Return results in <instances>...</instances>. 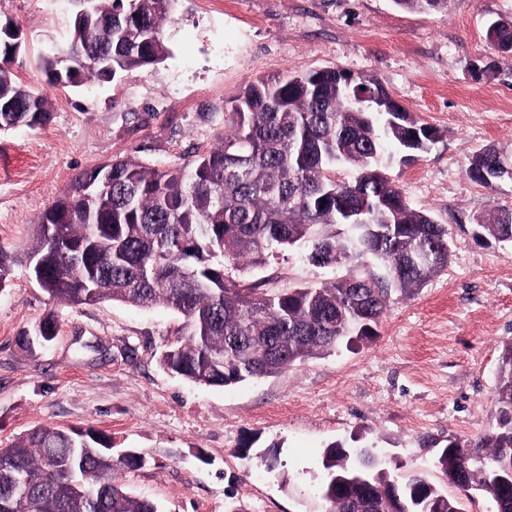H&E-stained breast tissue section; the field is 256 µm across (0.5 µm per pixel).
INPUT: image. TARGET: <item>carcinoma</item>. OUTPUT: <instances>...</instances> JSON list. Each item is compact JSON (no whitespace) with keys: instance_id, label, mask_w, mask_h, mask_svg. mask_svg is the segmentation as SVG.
<instances>
[{"instance_id":"1","label":"carcinoma","mask_w":512,"mask_h":512,"mask_svg":"<svg viewBox=\"0 0 512 512\" xmlns=\"http://www.w3.org/2000/svg\"><path fill=\"white\" fill-rule=\"evenodd\" d=\"M176 0H97L99 23L73 29L89 56L112 74L86 65L77 83L119 78L156 65L170 49L163 21ZM429 13L447 0H393ZM486 39L512 53V19L489 18ZM0 37V130L36 128L48 117L47 98L13 72L19 46ZM347 71L323 68L261 79L232 100L221 145L183 167L160 169L131 158L112 162V187L100 206L82 196V172L35 224L26 261L40 257L38 283L54 300L88 305L103 299L182 315L185 342L166 350L162 365L206 386H233L280 373L294 362L364 340L392 292L418 293L447 266L448 227L412 207L388 176L383 158L429 149L435 131L371 77L346 83ZM382 97L384 112H366L358 95ZM501 154L475 152L467 174L490 188ZM350 168L357 176H336ZM326 203H321V200ZM62 221L56 234L47 225ZM499 242L512 244V209L476 219ZM307 249L313 264L343 269L336 280L286 292L229 274L252 271L270 257ZM430 252L417 267L419 249ZM371 258L384 273L358 268ZM496 423L470 440L427 437L445 478L488 495L496 512H512V342L496 373ZM112 443L80 429L38 428L0 448V512H159L114 484ZM320 486L325 512H460L456 501L420 474L394 483L365 449L327 446ZM369 474V486L350 483Z\"/></svg>"}]
</instances>
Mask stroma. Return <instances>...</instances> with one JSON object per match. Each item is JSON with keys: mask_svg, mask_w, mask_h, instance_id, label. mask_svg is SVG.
I'll list each match as a JSON object with an SVG mask.
<instances>
[{"mask_svg": "<svg viewBox=\"0 0 512 512\" xmlns=\"http://www.w3.org/2000/svg\"><path fill=\"white\" fill-rule=\"evenodd\" d=\"M72 0H0L18 22L14 73L45 90L50 117L0 131V448L39 426L108 435L112 456L134 451L117 481L161 512H323L320 461L334 441L366 446L393 474L420 473L461 512H494L483 493L447 482L424 437H477L495 423L496 372L512 341V245L475 222L512 207V181L490 190L466 174L472 153L512 162V59L488 44V17L512 0H448L414 13L393 0H178L165 26L171 55L110 82L52 87L38 66L64 48ZM338 67L368 75L438 136L414 160L385 164L407 201L446 224L451 259L416 295L393 293L373 340L230 387L203 386L160 363L186 334L167 309L120 302L69 306L30 278L24 252L39 216L76 176L134 157L178 167L223 137L231 100L258 78ZM303 252L253 272L285 291L334 281ZM51 341L23 336L46 317Z\"/></svg>", "mask_w": 512, "mask_h": 512, "instance_id": "1", "label": "stroma"}]
</instances>
